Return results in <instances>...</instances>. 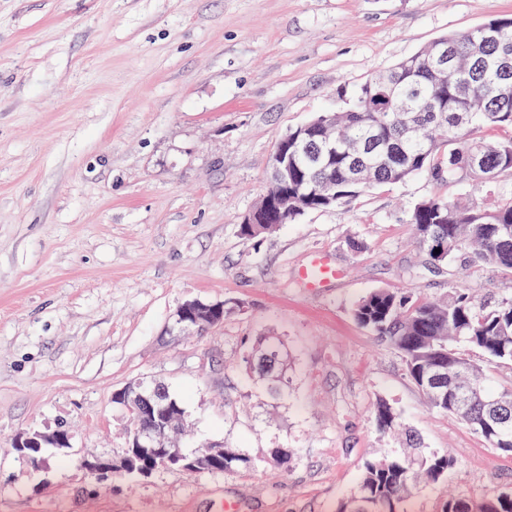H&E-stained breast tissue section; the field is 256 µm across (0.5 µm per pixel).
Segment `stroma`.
<instances>
[{
  "label": "stroma",
  "mask_w": 512,
  "mask_h": 512,
  "mask_svg": "<svg viewBox=\"0 0 512 512\" xmlns=\"http://www.w3.org/2000/svg\"><path fill=\"white\" fill-rule=\"evenodd\" d=\"M508 17L512 0H0V512H336L409 434L455 465L407 512L512 491V455L432 408L352 316L379 288L512 299V276L431 261L409 222L438 194L512 197V175L413 178L240 231L289 129L435 38ZM318 252L344 277L314 290L299 270ZM191 299L225 301L223 325L169 335ZM266 334L292 358L279 402L242 368ZM141 376L182 401L186 449L221 444L257 467L94 484L81 461L121 455L112 394ZM381 402L398 432L378 429ZM57 429L71 445L47 470L19 458L17 435Z\"/></svg>",
  "instance_id": "35a3bbf8"
}]
</instances>
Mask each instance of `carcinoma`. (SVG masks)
Here are the masks:
<instances>
[{
	"label": "carcinoma",
	"instance_id": "obj_1",
	"mask_svg": "<svg viewBox=\"0 0 512 512\" xmlns=\"http://www.w3.org/2000/svg\"><path fill=\"white\" fill-rule=\"evenodd\" d=\"M435 42L448 46L452 81L438 83L428 76L424 63L431 57L430 43L380 75L388 90H382L373 76L347 107L321 112L302 125L300 137L288 145V199L307 197L306 213L332 208L363 192L349 182L357 168L376 186L417 175L446 182L465 178L478 185L512 173V133L492 141L478 135L485 129L512 130V96L501 97L495 90L504 79L512 82V18L491 19ZM458 82L471 85L475 106L456 97ZM399 99L411 100L413 110L398 111ZM410 223L432 260L448 262L465 252L474 263L512 275V197L491 209L443 196L424 198L411 209ZM437 240L446 245L438 256L432 253ZM352 316L398 349L407 375L438 411L450 413L443 398L476 384L478 399L465 425L494 448H512V405H498L500 400H512V391L488 388L483 368L474 361L466 379L459 380L450 371L448 380L435 388L427 386L426 374L433 357H468L462 345L491 363L511 365L512 300L477 305L459 286L440 299L380 288L360 298ZM376 421L383 431L397 425L396 414L386 403L379 404ZM447 474L446 453L386 455L363 468L357 489L336 512H380L390 502L405 503L416 484L441 483ZM489 502L495 505L494 512H512V496L501 493L473 500L472 512H485Z\"/></svg>",
	"mask_w": 512,
	"mask_h": 512
}]
</instances>
